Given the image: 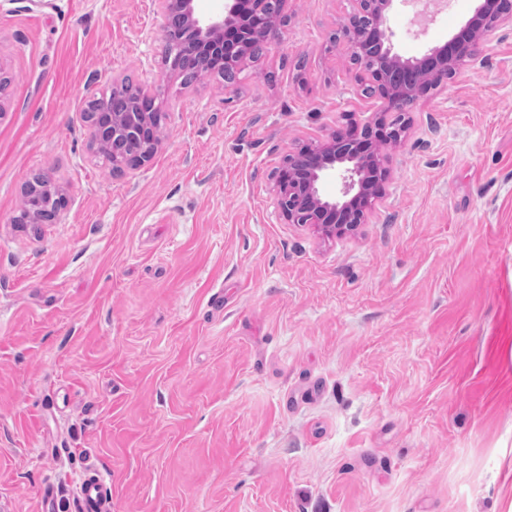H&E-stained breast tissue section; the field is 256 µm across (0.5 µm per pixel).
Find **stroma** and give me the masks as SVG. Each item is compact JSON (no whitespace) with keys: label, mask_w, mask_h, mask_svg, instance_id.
<instances>
[{"label":"stroma","mask_w":512,"mask_h":512,"mask_svg":"<svg viewBox=\"0 0 512 512\" xmlns=\"http://www.w3.org/2000/svg\"><path fill=\"white\" fill-rule=\"evenodd\" d=\"M479 6L394 0L395 53ZM354 7L285 0L234 83L185 86L158 0H0V512H75L93 465L112 512H512V21L406 110L336 237L285 223L277 177L395 118L330 42ZM127 78L166 120L116 173L83 109ZM35 173L66 204L16 223Z\"/></svg>","instance_id":"35a3bbf8"}]
</instances>
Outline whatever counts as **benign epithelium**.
<instances>
[{
	"label": "benign epithelium",
	"mask_w": 512,
	"mask_h": 512,
	"mask_svg": "<svg viewBox=\"0 0 512 512\" xmlns=\"http://www.w3.org/2000/svg\"><path fill=\"white\" fill-rule=\"evenodd\" d=\"M166 22L178 17L189 39L180 47L167 49V62L175 68L183 50L197 59L200 74H208L224 66H236L247 55L250 45H268L279 38L278 24L263 12L264 0H228L225 14L204 18L197 9V0H158ZM392 0H358V9L341 26L338 39L344 41L351 56L364 63L375 90L393 112H404L418 92L395 89L389 73L399 67L423 70L439 80L456 73L458 63L476 56V47L463 49L452 38L414 59H402L393 52V32L387 26V12ZM499 0H485L471 19L475 28L493 26L502 14ZM92 143L104 147L115 139L149 137L150 115L145 112H102L89 120ZM403 127L386 128L381 123L358 128L353 122L340 127L331 142L306 150L304 165L292 168L290 158L284 159L278 175L279 208L290 224H318L328 235H345L363 223L365 211L380 195L386 170L374 146L380 139L400 137ZM340 182L339 195L325 196V191Z\"/></svg>",
	"instance_id": "7a95c632"
}]
</instances>
